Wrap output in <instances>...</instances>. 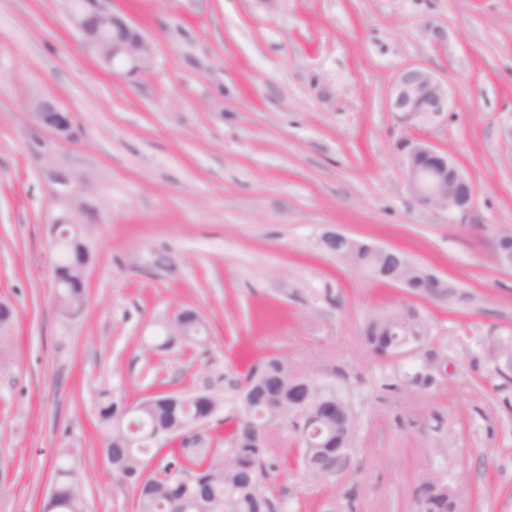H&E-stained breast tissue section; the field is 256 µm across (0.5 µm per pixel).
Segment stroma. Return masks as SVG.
<instances>
[{
  "instance_id": "obj_1",
  "label": "stroma",
  "mask_w": 512,
  "mask_h": 512,
  "mask_svg": "<svg viewBox=\"0 0 512 512\" xmlns=\"http://www.w3.org/2000/svg\"><path fill=\"white\" fill-rule=\"evenodd\" d=\"M156 48L127 76L80 43L59 0H0V512H38L58 448L75 445L87 512H133L110 469L98 394L135 403L234 376L249 344L298 374L342 371L355 414L345 467L276 478L303 512H414L431 478L454 512H512V0H112ZM443 32L434 48V32ZM447 79L451 107L420 137L477 188L461 221L409 193L386 105L396 73ZM75 115L70 138L41 130L38 99ZM95 210L87 300L55 302L51 225L58 177ZM404 250L468 302L420 301L429 339L395 358L361 324L397 286L320 244L323 233ZM166 269L152 265L156 254ZM191 306L205 347L155 352L150 325ZM429 385L408 387L414 375Z\"/></svg>"
}]
</instances>
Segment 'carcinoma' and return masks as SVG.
<instances>
[{"mask_svg":"<svg viewBox=\"0 0 512 512\" xmlns=\"http://www.w3.org/2000/svg\"><path fill=\"white\" fill-rule=\"evenodd\" d=\"M82 235L84 231L74 226H59L60 244L54 264L58 308L71 307L76 315L82 311L86 297L75 295L67 287V277L79 260L91 257ZM324 248L363 270L379 263L378 258L366 253L358 257L346 254L347 247L339 242L331 241ZM184 318L173 336L167 330V320L158 322L156 348L207 344L211 339L209 322L193 308L184 310ZM427 339L425 319L417 303L410 299L383 311L370 312L363 319V344L381 357L404 355ZM243 368L239 379L217 376L207 382L221 400L224 387L231 388L240 410L210 426L211 435L198 448H179L162 434L164 429L180 434L201 426L190 394L142 398L134 406L108 395L98 403V427L106 439L105 457L113 471L130 486L134 512H275L278 504L266 495L272 474L297 469L325 478L346 465L347 454H342L338 462L324 457L323 449L308 443L278 459L257 438L259 426L271 413L282 420L293 418L288 394L295 384L303 382L308 384L313 401L334 398L342 405L349 417L345 435L347 441H352L354 414L340 385L317 374H295L279 356L246 359ZM268 376L280 377L284 382L279 405L273 411L264 394V380ZM157 455L166 463L152 469L150 463ZM76 461L74 448H62L56 455L54 477L66 482L65 497L57 512H87L82 485L70 480Z\"/></svg>","mask_w":512,"mask_h":512,"instance_id":"cac0c4a2","label":"carcinoma"}]
</instances>
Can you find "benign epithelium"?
I'll return each mask as SVG.
<instances>
[{
  "label": "benign epithelium",
  "mask_w": 512,
  "mask_h": 512,
  "mask_svg": "<svg viewBox=\"0 0 512 512\" xmlns=\"http://www.w3.org/2000/svg\"><path fill=\"white\" fill-rule=\"evenodd\" d=\"M62 10L80 43L107 67L121 64L130 75L149 71L155 63L153 42L122 16L109 8V0H91L84 5L78 0H60ZM450 92L448 81L421 64H409L394 77L387 93V107L398 114L411 130H420L441 123L448 117ZM34 117L39 128L68 138L72 132V113L54 99H41L35 105ZM396 150L402 158L405 180L414 199L423 207L453 218L465 216L476 197V187L448 151L430 141L407 136L399 139ZM57 224L94 223V212L88 202H76L71 209L56 218ZM350 248L389 255L395 263L406 264L411 259L404 253L365 242L349 239ZM295 430L312 419L321 424L341 420L339 407L333 402L318 406L315 415L308 414L306 391H295ZM197 416L210 419L216 411L213 396L205 390L194 392Z\"/></svg>",
  "instance_id": "1"
}]
</instances>
